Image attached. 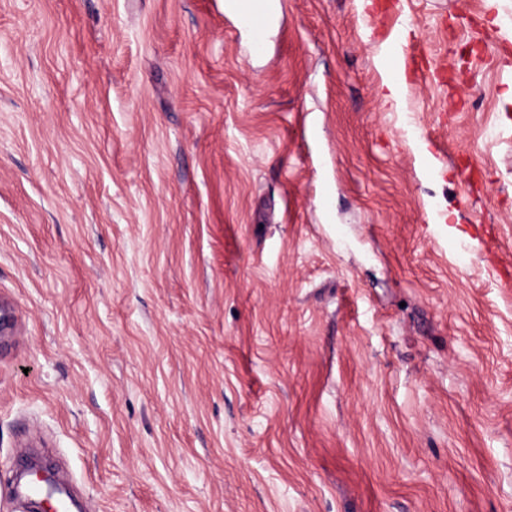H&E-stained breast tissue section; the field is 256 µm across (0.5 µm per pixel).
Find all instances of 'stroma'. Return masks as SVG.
<instances>
[{
	"instance_id": "stroma-1",
	"label": "stroma",
	"mask_w": 512,
	"mask_h": 512,
	"mask_svg": "<svg viewBox=\"0 0 512 512\" xmlns=\"http://www.w3.org/2000/svg\"><path fill=\"white\" fill-rule=\"evenodd\" d=\"M507 270L512 0H0V512H512ZM233 14L241 27H264L271 18L269 5L258 0H233Z\"/></svg>"
}]
</instances>
